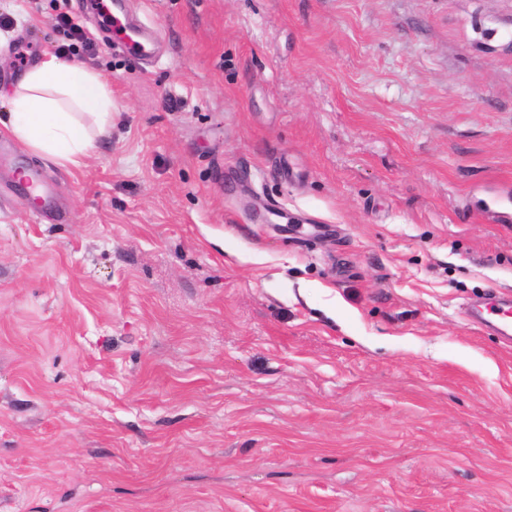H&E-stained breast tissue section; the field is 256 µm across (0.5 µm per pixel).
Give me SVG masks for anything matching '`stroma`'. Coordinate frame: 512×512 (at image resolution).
<instances>
[{
  "label": "stroma",
  "mask_w": 512,
  "mask_h": 512,
  "mask_svg": "<svg viewBox=\"0 0 512 512\" xmlns=\"http://www.w3.org/2000/svg\"><path fill=\"white\" fill-rule=\"evenodd\" d=\"M126 6L152 63L0 0V113L112 92L78 168L0 127V512H512V0ZM10 111L0 124L38 155L63 166L80 167L112 128V96L101 75L51 56L28 70L9 96ZM80 115L94 119L95 129ZM19 181L26 185L28 191V200L34 207L35 211H39V203L43 197V193H48V188L44 185L40 174L37 171H19L17 173ZM486 314L488 317L484 315L483 311L472 312L470 314V321L479 325L486 326L488 324H492L496 327L501 335L505 336L506 338L512 337V313L490 306L487 307Z\"/></svg>",
  "instance_id": "35a3bbf8"
}]
</instances>
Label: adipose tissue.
<instances>
[{
	"mask_svg": "<svg viewBox=\"0 0 512 512\" xmlns=\"http://www.w3.org/2000/svg\"><path fill=\"white\" fill-rule=\"evenodd\" d=\"M9 103L0 123L30 151L63 166H82L112 127V96L101 75L54 56L23 75Z\"/></svg>",
	"mask_w": 512,
	"mask_h": 512,
	"instance_id": "obj_1",
	"label": "adipose tissue"
}]
</instances>
